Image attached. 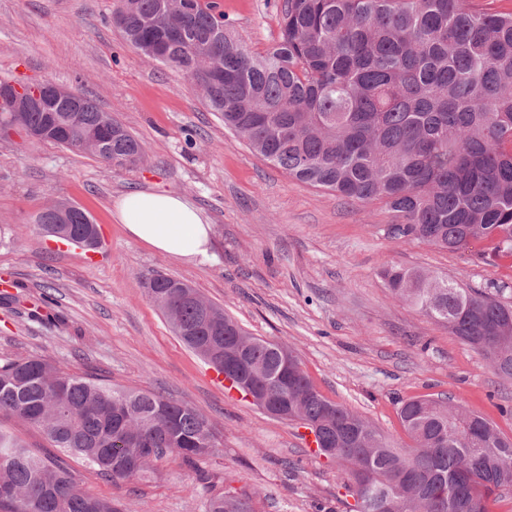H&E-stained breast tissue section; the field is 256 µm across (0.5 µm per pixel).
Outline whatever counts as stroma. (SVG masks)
<instances>
[{"mask_svg": "<svg viewBox=\"0 0 512 512\" xmlns=\"http://www.w3.org/2000/svg\"><path fill=\"white\" fill-rule=\"evenodd\" d=\"M216 2L248 50L275 44L284 0ZM116 5L0 0V80L80 89L143 146L137 168L115 171L54 143L0 137V291L15 295L0 299V362L36 356L117 388L161 392L204 415L219 445L192 467L166 455L133 481L63 459L79 487L123 512H208L230 488L252 493L254 512H350L344 470L309 453L303 428L226 392L173 333L144 288L158 272L192 285L249 335L287 346L324 397L394 446L409 442L402 401L422 395L451 397L512 435V386L444 324L394 299L381 276L391 265L416 268L466 288L506 287L512 301V259L392 237L383 202L351 203L292 179L225 129L182 72L134 50L112 22ZM149 189L203 212L213 264L167 259L115 223V201ZM59 202L98 224L101 262L39 229L37 216ZM34 308L43 322L29 319Z\"/></svg>", "mask_w": 512, "mask_h": 512, "instance_id": "stroma-1", "label": "stroma"}]
</instances>
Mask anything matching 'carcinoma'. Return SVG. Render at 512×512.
Returning <instances> with one entry per match:
<instances>
[{"instance_id": "1", "label": "carcinoma", "mask_w": 512, "mask_h": 512, "mask_svg": "<svg viewBox=\"0 0 512 512\" xmlns=\"http://www.w3.org/2000/svg\"><path fill=\"white\" fill-rule=\"evenodd\" d=\"M129 44L183 71L224 127L298 181L350 202L380 200L393 233L449 251L487 243L484 261L512 257V11L489 13L473 0H285L279 40L254 55L228 32L217 4L121 0L113 14ZM77 126L49 141L82 151L93 133L112 142L114 170L143 153L140 142L84 94ZM41 224L62 241L98 245L79 207ZM394 298L441 322L512 381V303L431 273L388 267ZM199 329L198 304H177L180 340L210 354L224 337L250 343L268 379L266 395L303 424L326 421L318 455L347 469L353 512H489L512 490V435L485 416L439 398L399 408L411 444L396 448L367 419L319 394L307 374L277 379V342L248 335L224 309ZM0 412L43 432L58 455L77 457L114 479L140 476L171 453L189 465L212 454L217 437L195 408L160 393L118 389L60 371L37 357L0 363ZM0 512H121L90 495L59 464L0 429ZM208 512H253L246 494L221 492Z\"/></svg>"}]
</instances>
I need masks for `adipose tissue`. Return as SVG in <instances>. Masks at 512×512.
<instances>
[{
    "label": "adipose tissue",
    "instance_id": "adipose-tissue-1",
    "mask_svg": "<svg viewBox=\"0 0 512 512\" xmlns=\"http://www.w3.org/2000/svg\"><path fill=\"white\" fill-rule=\"evenodd\" d=\"M129 237L157 253L193 265L215 258L213 230L203 213L181 196L152 190L128 193L114 207Z\"/></svg>",
    "mask_w": 512,
    "mask_h": 512
}]
</instances>
